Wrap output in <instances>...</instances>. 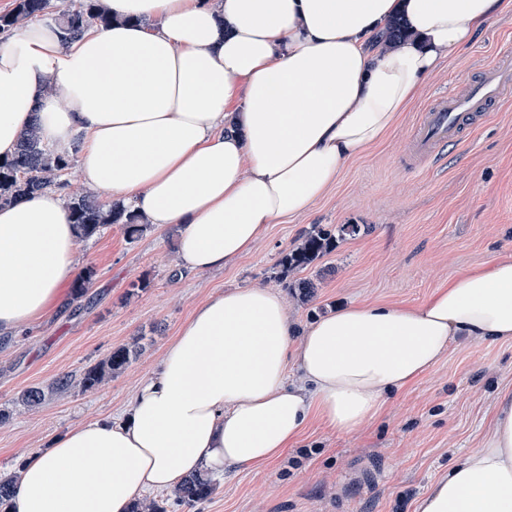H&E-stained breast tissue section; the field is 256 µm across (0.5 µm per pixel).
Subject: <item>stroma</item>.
Returning a JSON list of instances; mask_svg holds the SVG:
<instances>
[{
  "instance_id": "1",
  "label": "stroma",
  "mask_w": 512,
  "mask_h": 512,
  "mask_svg": "<svg viewBox=\"0 0 512 512\" xmlns=\"http://www.w3.org/2000/svg\"><path fill=\"white\" fill-rule=\"evenodd\" d=\"M501 53L512 54V10L498 14L445 69L423 85L398 129L344 168L337 186L297 220L271 225L248 256L172 279L176 233L148 228L127 240L111 224L78 242L80 267L95 275L81 308L64 306L31 329L0 340V477L14 475L52 439L90 420L118 416L153 373L192 309L229 287L268 285L287 296L298 325L349 302L418 305L450 278L512 255V102L440 148L435 165L406 144L427 104L473 80ZM362 224L337 240L308 277L306 302L278 282L277 260L312 225ZM139 341V356L93 390L47 395L35 408L23 391L78 374L115 348ZM512 390V343L464 341L418 381L393 395L381 418L351 434L311 423L299 443L264 470L216 478L195 507L154 498L168 512H416L418 499L449 467L478 448L499 391Z\"/></svg>"
}]
</instances>
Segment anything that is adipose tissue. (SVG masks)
Segmentation results:
<instances>
[{
    "label": "adipose tissue",
    "instance_id": "ef3b65f1",
    "mask_svg": "<svg viewBox=\"0 0 512 512\" xmlns=\"http://www.w3.org/2000/svg\"><path fill=\"white\" fill-rule=\"evenodd\" d=\"M102 4L111 25L82 38L63 41L47 23L0 43V160L33 123L57 153L81 140L84 184L142 223L176 228L185 276L234 263L269 225L308 214L512 0ZM397 16L412 38L372 45ZM77 240L63 190L0 206V335L60 303ZM458 338L512 342V256L417 306L337 307L298 337L273 287L224 290L193 310L123 417L83 423L26 460L11 510L130 512L185 476L275 461L311 418L355 432ZM416 512H512V393L498 394L479 448Z\"/></svg>",
    "mask_w": 512,
    "mask_h": 512
}]
</instances>
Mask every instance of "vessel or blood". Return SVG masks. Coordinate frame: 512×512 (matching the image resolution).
Segmentation results:
<instances>
[{"mask_svg": "<svg viewBox=\"0 0 512 512\" xmlns=\"http://www.w3.org/2000/svg\"><path fill=\"white\" fill-rule=\"evenodd\" d=\"M512 100V56L500 55L484 65L476 80L435 99L421 114L418 131L408 142L419 162L433 160L441 146L457 141L466 121L497 111Z\"/></svg>", "mask_w": 512, "mask_h": 512, "instance_id": "obj_1", "label": "vessel or blood"}]
</instances>
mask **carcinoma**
Listing matches in <instances>:
<instances>
[{
  "label": "carcinoma",
  "instance_id": "1",
  "mask_svg": "<svg viewBox=\"0 0 512 512\" xmlns=\"http://www.w3.org/2000/svg\"><path fill=\"white\" fill-rule=\"evenodd\" d=\"M52 0H15V6L0 14V32H8L38 17L50 16L61 28L63 38L72 40L84 34L93 26L106 27L111 17L106 13L101 0H77V3L52 11ZM407 35L405 24L400 17L388 25L382 40L394 43ZM73 158L58 155L44 145L39 138L36 125H29L21 134L15 156L0 162V205L15 203L44 189L65 187L59 181L62 173L70 168ZM74 224L82 238L94 236L107 224H120L128 240L138 238L147 230V225L138 223L136 216L122 204L114 203L105 208L90 194H72L67 197ZM361 227L358 224H342L334 229L319 224L313 225L302 237L301 243L278 260L281 276L293 271H302L316 260L332 252L336 246V236H355ZM94 276V270L86 267L74 281L71 300L79 302L87 293V285ZM134 346H122L102 362L86 368L80 378L63 374L47 387H32L24 391L20 404L35 407L45 400L47 394L64 393L73 384L87 390L100 386L105 379L126 369L136 358ZM216 490V485L205 474H197L181 481L176 489L175 503L196 505L208 500Z\"/></svg>",
  "mask_w": 512,
  "mask_h": 512
}]
</instances>
